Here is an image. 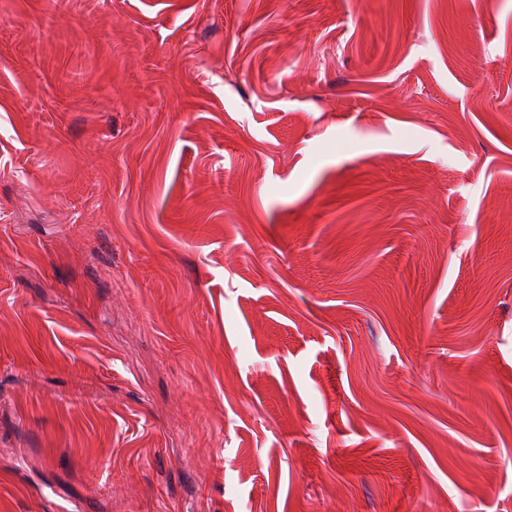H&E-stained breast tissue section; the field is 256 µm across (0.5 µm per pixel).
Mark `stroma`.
<instances>
[{
  "instance_id": "1",
  "label": "stroma",
  "mask_w": 512,
  "mask_h": 512,
  "mask_svg": "<svg viewBox=\"0 0 512 512\" xmlns=\"http://www.w3.org/2000/svg\"><path fill=\"white\" fill-rule=\"evenodd\" d=\"M512 512V0H0V512Z\"/></svg>"
}]
</instances>
